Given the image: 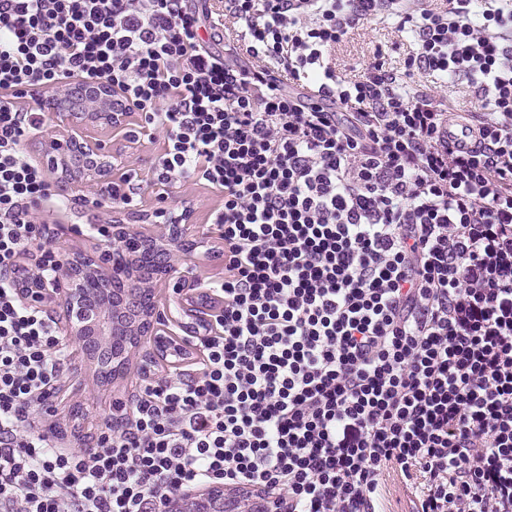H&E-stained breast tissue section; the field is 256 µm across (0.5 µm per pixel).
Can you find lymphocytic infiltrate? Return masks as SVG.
<instances>
[{"mask_svg": "<svg viewBox=\"0 0 512 512\" xmlns=\"http://www.w3.org/2000/svg\"><path fill=\"white\" fill-rule=\"evenodd\" d=\"M382 17L403 69L337 74ZM462 78L477 111L439 96ZM70 81L111 84L126 140L163 132L157 185L224 195L200 359L144 371L79 446L50 421L71 353L13 278L33 246V275L61 268L40 214L66 198L23 146ZM393 476L411 512H512V0H0V512H163L213 482L386 512Z\"/></svg>", "mask_w": 512, "mask_h": 512, "instance_id": "obj_1", "label": "lymphocytic infiltrate"}]
</instances>
